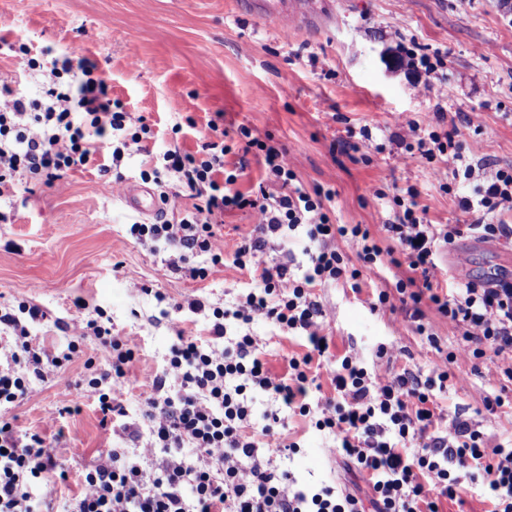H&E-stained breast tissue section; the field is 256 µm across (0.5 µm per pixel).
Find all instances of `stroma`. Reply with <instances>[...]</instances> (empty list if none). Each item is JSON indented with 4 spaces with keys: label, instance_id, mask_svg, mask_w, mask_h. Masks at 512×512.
Returning <instances> with one entry per match:
<instances>
[{
    "label": "stroma",
    "instance_id": "obj_1",
    "mask_svg": "<svg viewBox=\"0 0 512 512\" xmlns=\"http://www.w3.org/2000/svg\"><path fill=\"white\" fill-rule=\"evenodd\" d=\"M324 12L284 34L256 16L250 0H0V37L96 62L113 98L151 124L153 153L196 150L208 122L219 117L232 148L241 125L284 145L304 186L334 191L335 223L379 231L393 215L394 195L410 187L432 223H472L441 190L431 164L399 145L396 119L425 123L444 112L437 131H457L466 159L512 166V0H329ZM399 45L444 57L431 92H420L414 74L396 63L392 51ZM364 127L371 139L362 138ZM347 137L353 149L333 150ZM379 143L384 152H376ZM101 182L91 167L52 186L21 183L15 196L0 200V310L19 314L22 302L39 308V320L19 314L20 321L52 354L66 353L72 319L100 312L113 335L139 346L123 398L126 416L102 420L96 399L83 391L86 364L107 366L91 335L79 339L63 373L32 381L28 395L6 412L17 435L38 432L52 440L51 453L67 475L61 488L72 496L83 471L109 454L134 460L141 395L163 366L175 329L209 339L213 307L235 302L252 286L249 273L232 263L254 230L250 212L225 214L226 263L193 280L170 266L178 247L153 248L131 237L142 215L119 194L103 193ZM438 264L452 286L510 274L512 246L465 236L442 248ZM408 274L407 266L389 264L365 277L357 292L344 280L313 288L334 355H356L380 378L439 363L401 313L371 307L378 290ZM78 299L84 308L75 307ZM194 301L203 310H191ZM249 330L275 374L286 373L289 356L306 351L302 332L260 317ZM383 344L393 345L391 356L378 357ZM452 370L464 383L438 396L443 425L462 416L478 424L487 447L512 441V409L491 413L484 406L499 388L489 364L461 357ZM284 436L299 446L289 463L299 480L370 500L368 485L308 418L289 414Z\"/></svg>",
    "mask_w": 512,
    "mask_h": 512
}]
</instances>
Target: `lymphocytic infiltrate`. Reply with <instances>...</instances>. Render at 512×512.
<instances>
[{"label": "lymphocytic infiltrate", "mask_w": 512, "mask_h": 512, "mask_svg": "<svg viewBox=\"0 0 512 512\" xmlns=\"http://www.w3.org/2000/svg\"><path fill=\"white\" fill-rule=\"evenodd\" d=\"M1 48L16 71L42 69L46 75L36 97L0 84V198L12 197L19 180L51 185L90 166L115 190L123 181L118 169L124 157L145 155L142 178L186 189L194 205L181 208L178 191L163 190V209L177 214V221L134 224L130 233L141 242L178 245L179 260L193 279L207 278L224 262L216 228L225 211L249 209L256 218L254 236L233 257L236 267L250 273L253 286L231 305L213 307L209 342L177 332L142 402L148 442L139 461L96 465L60 512H440L439 499L456 497L462 478L477 473L491 512H512V448H486L482 433L466 419H454L450 430H443L436 401L437 394L461 382L448 369L458 354L473 360L512 357V278L445 288L436 262L439 247L466 233L512 244V224L497 217L500 209L512 210L511 165L493 170L485 160L469 163L453 134L400 119L402 143L433 163L442 189L456 192L459 205L481 218L473 224L430 223L410 187L393 198L394 219L382 227L392 245L385 248L363 225L333 223L332 190L299 184L286 150L254 136L249 127L238 129L243 151L261 157L279 194L235 189V175L224 172L230 148L218 126H211L196 152L174 148L147 156L150 126L112 99L96 64L63 56L46 70L26 45L0 38ZM288 234L305 244L306 265L298 276L263 258L269 236ZM348 246L355 247L361 268L349 267ZM396 251L410 275L396 281L394 292H379L378 306L398 305L414 333L433 349H440L441 341L424 322L423 304L461 327L462 334L443 364L421 374L405 368L379 380L357 356L332 357L328 336L319 332L320 309L311 290L346 275L358 280ZM202 255L208 266L195 265ZM257 314L280 329L308 334L307 352L289 358L283 375L267 368L254 336L228 333V321L246 325ZM0 324L14 336L0 361V407H6L28 393L31 380L58 374L63 359L34 343L28 327L11 313H1ZM70 331L72 337L91 334L100 341L110 368L94 373L86 391L97 398L102 414L124 415L122 397L138 353L134 339L112 335L94 319L74 320ZM331 358L336 395L311 409L313 363ZM263 396L278 402L279 411L260 409ZM288 410L313 415L316 429L332 438L369 485L370 501L332 485L302 483L282 467L298 448L281 438V414ZM157 455L161 463L151 465ZM55 467L40 433L21 438L10 421L0 420V512H38L55 495L56 482L48 477Z\"/></svg>", "instance_id": "1"}]
</instances>
